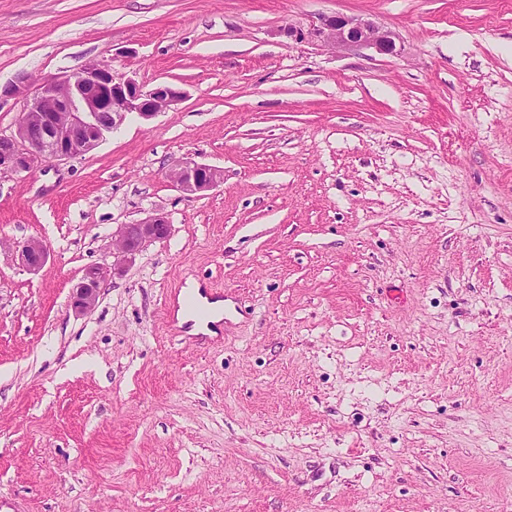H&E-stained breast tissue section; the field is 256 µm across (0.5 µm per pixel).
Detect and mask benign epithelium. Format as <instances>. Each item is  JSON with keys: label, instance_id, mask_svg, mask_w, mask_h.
Segmentation results:
<instances>
[{"label": "benign epithelium", "instance_id": "obj_1", "mask_svg": "<svg viewBox=\"0 0 512 512\" xmlns=\"http://www.w3.org/2000/svg\"><path fill=\"white\" fill-rule=\"evenodd\" d=\"M285 33L297 42L331 48L394 50L393 33L358 15L322 16L308 28L290 26ZM23 100V112L14 134L0 137V175L28 173L43 163L76 158L95 149L128 116L149 119L183 97L174 85L163 83L147 90L132 77H117L112 65L92 61L57 82L29 92L24 76L0 89V98ZM167 177L181 192L204 194L222 182L221 171L183 158ZM171 232L166 217L156 213L136 224H122L112 237V265L92 264L76 286L74 308L85 312L98 301L101 285L123 271L152 243ZM13 255L30 271L39 270L49 256L40 240L18 242Z\"/></svg>", "mask_w": 512, "mask_h": 512}]
</instances>
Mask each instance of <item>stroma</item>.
I'll return each instance as SVG.
<instances>
[{
  "mask_svg": "<svg viewBox=\"0 0 512 512\" xmlns=\"http://www.w3.org/2000/svg\"><path fill=\"white\" fill-rule=\"evenodd\" d=\"M336 13L395 52L286 34ZM100 59L184 97L0 176V495L512 512V0H0L1 86ZM182 158L222 183L183 195ZM154 212L171 235L75 311ZM191 280L224 302L213 334L177 317ZM171 226L166 217L159 213L137 224L120 225L119 231L112 237V267L105 263L86 267L82 281L76 286L74 308L82 312L92 310L98 301L101 285L111 275L122 272L126 263L132 262L152 243L168 237ZM13 255L18 257L21 264L30 271L39 270L49 256L48 246L40 240L28 239L17 242L13 248Z\"/></svg>",
  "mask_w": 512,
  "mask_h": 512,
  "instance_id": "stroma-1",
  "label": "stroma"
}]
</instances>
